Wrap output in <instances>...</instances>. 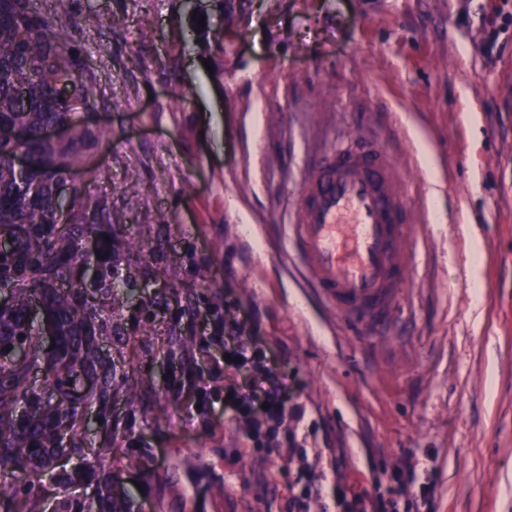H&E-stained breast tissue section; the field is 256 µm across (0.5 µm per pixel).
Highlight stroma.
Listing matches in <instances>:
<instances>
[{"label": "stroma", "instance_id": "35a3bbf8", "mask_svg": "<svg viewBox=\"0 0 512 512\" xmlns=\"http://www.w3.org/2000/svg\"><path fill=\"white\" fill-rule=\"evenodd\" d=\"M38 8L77 16L94 125L111 132L77 182L111 203L131 285L118 313L87 293L120 329L101 345L116 378L94 381L108 403L71 432L67 463L0 473L29 484L25 512L89 505L98 481L73 472L105 448L142 512H290L308 474L312 512H343L337 483L375 496L411 464L433 485L422 512H512V0ZM369 133L426 214L390 345L337 325L285 249L309 164ZM228 323L304 406L295 446L225 407Z\"/></svg>", "mask_w": 512, "mask_h": 512}]
</instances>
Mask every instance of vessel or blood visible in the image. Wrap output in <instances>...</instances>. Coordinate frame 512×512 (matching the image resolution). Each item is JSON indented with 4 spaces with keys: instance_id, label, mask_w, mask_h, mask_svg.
I'll use <instances>...</instances> for the list:
<instances>
[{
    "instance_id": "obj_1",
    "label": "vessel or blood",
    "mask_w": 512,
    "mask_h": 512,
    "mask_svg": "<svg viewBox=\"0 0 512 512\" xmlns=\"http://www.w3.org/2000/svg\"><path fill=\"white\" fill-rule=\"evenodd\" d=\"M408 195L394 155L377 140L306 172L287 245L340 323L375 335L406 308L419 230Z\"/></svg>"
}]
</instances>
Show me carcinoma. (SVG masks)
Returning a JSON list of instances; mask_svg holds the SVG:
<instances>
[{"mask_svg":"<svg viewBox=\"0 0 512 512\" xmlns=\"http://www.w3.org/2000/svg\"><path fill=\"white\" fill-rule=\"evenodd\" d=\"M70 21L41 15L33 0H0V127H21L24 142L0 135V230L11 233L7 250L0 251V288H8L12 302L0 306V358L22 345L26 365L0 364V471L41 474L62 454L56 415L66 412L73 429L83 421L86 408L103 402L94 389L81 393L87 373L106 372L99 349L112 325L80 299L74 274L89 256L79 243L103 236L115 223L112 206L71 185L66 207L60 187L81 167L99 139L109 135L76 120L75 106L98 108L92 80L80 63L79 49L68 43L64 31ZM67 126L68 139L48 143L42 131ZM25 149L36 162L23 174L13 157ZM98 260L103 288L112 307L121 304L126 282L112 280L116 256L103 242ZM69 283V289L59 287ZM40 301L57 326L56 348L47 352L29 322L32 300ZM47 370L50 397L26 388L29 371ZM23 404L22 417L12 407ZM95 512H132L129 502L111 489L101 492Z\"/></svg>","mask_w":512,"mask_h":512,"instance_id":"obj_1","label":"carcinoma"}]
</instances>
